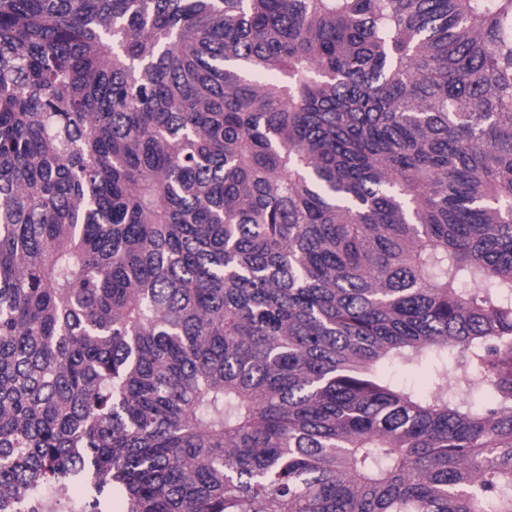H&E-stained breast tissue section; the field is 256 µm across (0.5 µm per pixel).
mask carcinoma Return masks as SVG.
Instances as JSON below:
<instances>
[{
  "label": "carcinoma",
  "mask_w": 512,
  "mask_h": 512,
  "mask_svg": "<svg viewBox=\"0 0 512 512\" xmlns=\"http://www.w3.org/2000/svg\"><path fill=\"white\" fill-rule=\"evenodd\" d=\"M65 481L512 512V0H0V494ZM458 361V353L455 350H448V384L453 387L458 401H462V397H464V402L468 406L473 409L480 408L488 401V394L482 386H474L472 389H468L456 384L457 376L460 374ZM388 376L392 383L401 389L423 393L428 389L431 377V367L420 368L393 365L388 367Z\"/></svg>",
  "instance_id": "cac0c4a2"
}]
</instances>
